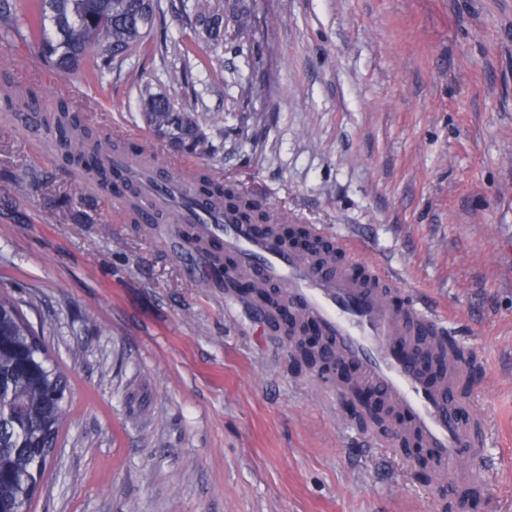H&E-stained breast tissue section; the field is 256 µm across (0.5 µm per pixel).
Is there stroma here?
<instances>
[{
    "label": "stroma",
    "mask_w": 512,
    "mask_h": 512,
    "mask_svg": "<svg viewBox=\"0 0 512 512\" xmlns=\"http://www.w3.org/2000/svg\"><path fill=\"white\" fill-rule=\"evenodd\" d=\"M195 0H162L150 49L102 85L60 77L16 37L0 70L38 109L0 101V285L65 373L70 415L31 512H512V0H250L252 41L213 48ZM195 42L210 69L183 67ZM191 106L199 160L286 224L354 241L395 273L393 302L443 314L469 360L472 467L420 468L396 420L347 412L335 377L297 363L265 313L215 287L210 257L163 215L115 213L57 151L42 112L67 101L133 147L140 85Z\"/></svg>",
    "instance_id": "stroma-1"
}]
</instances>
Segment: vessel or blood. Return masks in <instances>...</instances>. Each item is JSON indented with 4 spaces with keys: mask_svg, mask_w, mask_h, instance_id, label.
<instances>
[{
    "mask_svg": "<svg viewBox=\"0 0 512 512\" xmlns=\"http://www.w3.org/2000/svg\"><path fill=\"white\" fill-rule=\"evenodd\" d=\"M110 163L130 171L145 201H177L178 223L195 225L203 239H221L240 272L257 283L278 285L290 308L319 324L331 354L355 364L361 383L406 414L410 431L442 466L480 455L477 426L462 420L454 403L453 380L461 371L457 361L449 360L447 379L435 386L407 358L418 336L443 338L442 318L414 300L394 307L390 274L374 269L362 277L332 260L256 236L249 225L195 194L191 170L158 180L146 164L126 155L113 154Z\"/></svg>",
    "mask_w": 512,
    "mask_h": 512,
    "instance_id": "1",
    "label": "vessel or blood"
}]
</instances>
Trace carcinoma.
<instances>
[{
	"mask_svg": "<svg viewBox=\"0 0 512 512\" xmlns=\"http://www.w3.org/2000/svg\"><path fill=\"white\" fill-rule=\"evenodd\" d=\"M160 0H0V36L21 30L35 51L63 76L84 72L95 82L130 54L147 47L159 16ZM195 24L216 45L224 37L240 43L250 31L249 5L227 0H196ZM0 97L22 112L36 101L31 89L14 85L0 73ZM140 110L153 137L193 156L211 151L208 136L187 107L170 94L145 86L139 91ZM46 128L57 135L62 155L104 186L129 181L120 170L106 165L107 155L121 149L119 142L85 126L62 101L44 113ZM202 192L239 214L245 223L259 222L279 233L281 218L261 201L231 181H217L197 173ZM252 298L263 299L272 310L283 305L275 291L252 287ZM306 321L293 316L288 338L302 361L323 362L315 345L307 343ZM0 512L30 505L46 462L70 412L68 382L23 310L22 301L0 289Z\"/></svg>",
	"mask_w": 512,
	"mask_h": 512,
	"instance_id": "cac0c4a2",
	"label": "carcinoma"
}]
</instances>
